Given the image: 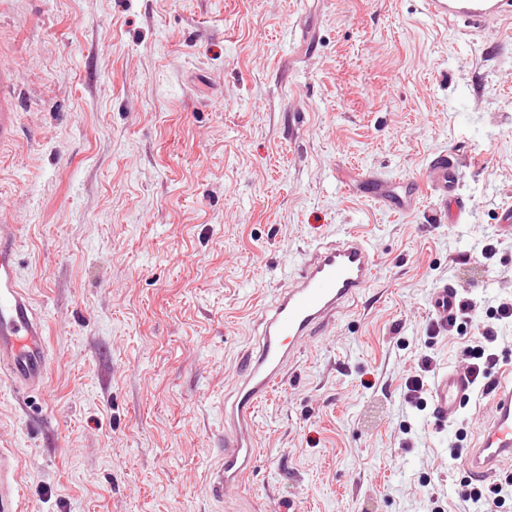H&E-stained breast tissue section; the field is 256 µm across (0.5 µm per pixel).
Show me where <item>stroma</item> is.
Here are the masks:
<instances>
[{"label":"stroma","instance_id":"1","mask_svg":"<svg viewBox=\"0 0 512 512\" xmlns=\"http://www.w3.org/2000/svg\"><path fill=\"white\" fill-rule=\"evenodd\" d=\"M0 209L43 314L42 388L0 382L22 512H465L492 411L407 408L512 298V17L421 0H0ZM460 160L448 221L435 157ZM355 231L376 276L263 400L260 456L211 493L224 399L283 274ZM477 304L445 332L437 288ZM422 3L429 15L443 19L456 16L473 29L482 28L491 18L512 14L511 0H423Z\"/></svg>","mask_w":512,"mask_h":512}]
</instances>
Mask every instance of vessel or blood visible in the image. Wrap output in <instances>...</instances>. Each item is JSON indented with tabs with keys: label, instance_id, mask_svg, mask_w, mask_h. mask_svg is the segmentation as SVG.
<instances>
[{
	"label": "vessel or blood",
	"instance_id": "obj_1",
	"mask_svg": "<svg viewBox=\"0 0 512 512\" xmlns=\"http://www.w3.org/2000/svg\"><path fill=\"white\" fill-rule=\"evenodd\" d=\"M423 5L431 16H455L473 29L482 28L489 19L512 14V0H423ZM435 165L442 172L448 215L452 221H462L467 206L457 192V165L445 155L437 157ZM17 239L15 225L0 224V379L26 393L43 385L49 351L44 318L19 282ZM374 271L371 251L350 234L316 246L290 275L287 287L263 318L257 351L242 357L240 386L224 404L227 441L211 472L216 497H223L225 488L241 485L255 467L259 450L253 426L258 405L284 379L289 361L308 336L331 324L338 309L354 299ZM453 306L451 289H437L430 309L433 323L447 328ZM471 398V378L463 372L445 373L433 383L431 399L441 419L454 418ZM493 401L482 443L466 449L461 457L462 467L482 480L495 475L501 460H512V388H496Z\"/></svg>",
	"mask_w": 512,
	"mask_h": 512
}]
</instances>
